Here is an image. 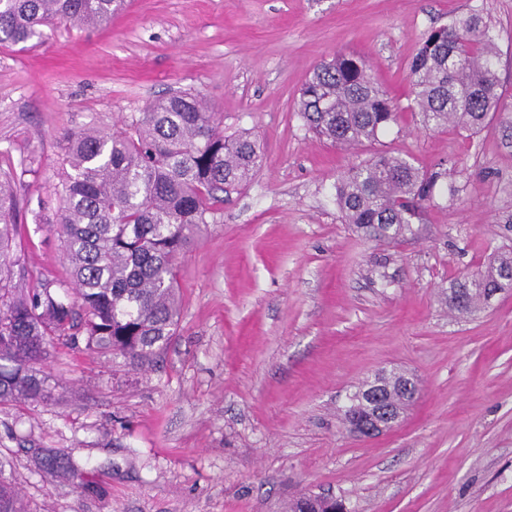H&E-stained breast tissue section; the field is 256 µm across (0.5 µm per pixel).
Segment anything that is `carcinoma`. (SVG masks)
Segmentation results:
<instances>
[{
	"label": "carcinoma",
	"instance_id": "cac0c4a2",
	"mask_svg": "<svg viewBox=\"0 0 512 512\" xmlns=\"http://www.w3.org/2000/svg\"><path fill=\"white\" fill-rule=\"evenodd\" d=\"M121 0H0V44H26L41 28L65 22L101 26ZM407 110L427 128L477 131L500 111L501 77L492 27L483 12L452 17L430 30L408 62ZM297 112L313 134L347 148L372 145L399 123L386 90L364 59L338 54L314 67ZM59 182L61 238L71 290L6 287L21 212L15 174L0 171V404L48 401L38 364L54 344L110 353L148 366L175 335L180 304L176 260L224 194L248 183L264 159L250 132L226 136L198 95L177 90L150 102L114 132L68 134ZM448 175L441 161L421 170L379 151L336 182L341 221L361 236L387 243L412 232L419 208ZM512 289V253L483 271L466 272L449 288L450 311L472 316L498 291ZM399 373L381 374L348 398L342 418H369L406 406L413 392ZM338 502L304 496L288 512H329ZM0 512H25L19 492L0 483Z\"/></svg>",
	"mask_w": 512,
	"mask_h": 512
}]
</instances>
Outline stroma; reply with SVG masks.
Instances as JSON below:
<instances>
[{
  "mask_svg": "<svg viewBox=\"0 0 512 512\" xmlns=\"http://www.w3.org/2000/svg\"><path fill=\"white\" fill-rule=\"evenodd\" d=\"M482 9L502 105L471 134L407 112V61L431 28ZM365 57L402 107L379 147L446 161L414 234L343 224L335 185L373 154L319 141L296 112L313 68ZM172 90L200 95L261 167L179 256L176 336L153 366L49 348L51 401L0 405V480L28 512H283L304 493L346 512H512V291L474 317L444 296L512 249V0H126L109 25L0 44V169L24 208L12 284L69 283L54 192L69 132L120 128ZM468 178L450 196L448 184ZM414 378L398 426L351 434L348 397ZM69 460L67 478L40 468Z\"/></svg>",
  "mask_w": 512,
  "mask_h": 512,
  "instance_id": "1",
  "label": "stroma"
}]
</instances>
